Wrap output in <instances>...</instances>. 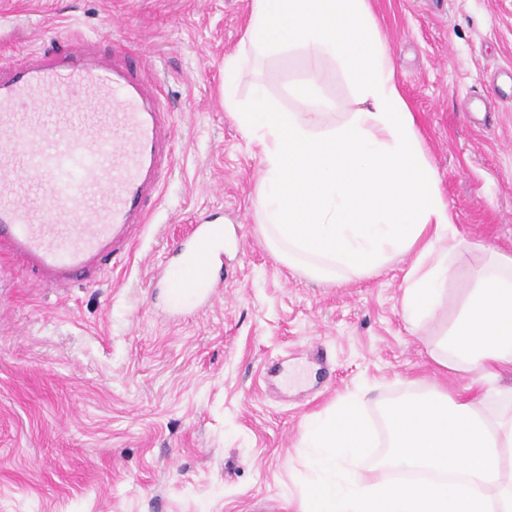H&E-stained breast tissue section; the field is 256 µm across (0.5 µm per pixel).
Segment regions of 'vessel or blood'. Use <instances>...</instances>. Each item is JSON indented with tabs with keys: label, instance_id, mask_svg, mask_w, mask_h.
<instances>
[{
	"label": "vessel or blood",
	"instance_id": "obj_1",
	"mask_svg": "<svg viewBox=\"0 0 512 512\" xmlns=\"http://www.w3.org/2000/svg\"><path fill=\"white\" fill-rule=\"evenodd\" d=\"M168 122L140 74L86 61L79 41L67 62L0 82V249L55 282L85 277L146 223L142 203L172 162ZM188 238L179 312L215 298L212 268L224 259L222 225H192Z\"/></svg>",
	"mask_w": 512,
	"mask_h": 512
}]
</instances>
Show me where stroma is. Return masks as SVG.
Segmentation results:
<instances>
[{
    "label": "stroma",
    "mask_w": 512,
    "mask_h": 512,
    "mask_svg": "<svg viewBox=\"0 0 512 512\" xmlns=\"http://www.w3.org/2000/svg\"><path fill=\"white\" fill-rule=\"evenodd\" d=\"M439 188L473 248L438 319L401 312L409 258L320 283L258 229L261 159L224 108V59L251 0H0V62L65 56L79 38L137 49L172 116L174 161L130 253L59 287L0 254V512H297L308 418L368 389L383 402L465 384L429 356L487 246L512 253V0H369ZM307 54L254 57V85L290 112ZM224 226V288L170 317L159 266H176L200 215Z\"/></svg>",
    "instance_id": "obj_1"
}]
</instances>
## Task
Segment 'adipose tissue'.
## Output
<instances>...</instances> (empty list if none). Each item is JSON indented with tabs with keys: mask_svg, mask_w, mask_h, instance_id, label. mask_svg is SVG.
<instances>
[{
	"mask_svg": "<svg viewBox=\"0 0 512 512\" xmlns=\"http://www.w3.org/2000/svg\"><path fill=\"white\" fill-rule=\"evenodd\" d=\"M246 52L224 60V107L260 148L258 230L273 255L315 281L369 276L397 257L402 315L414 329L434 319L457 259L471 248L442 196L415 118L368 0H252ZM303 50L336 63L352 90L333 122L310 69L295 88L304 111L274 105L262 86L249 104L236 90L249 55ZM448 328L430 356L463 372L471 391L436 387L385 404V466L401 472L458 470L460 480L400 483L356 477L374 436L359 395L340 397L304 427L308 478L299 512H512V254L494 251L469 269Z\"/></svg>",
	"mask_w": 512,
	"mask_h": 512,
	"instance_id": "obj_1",
	"label": "adipose tissue"
}]
</instances>
